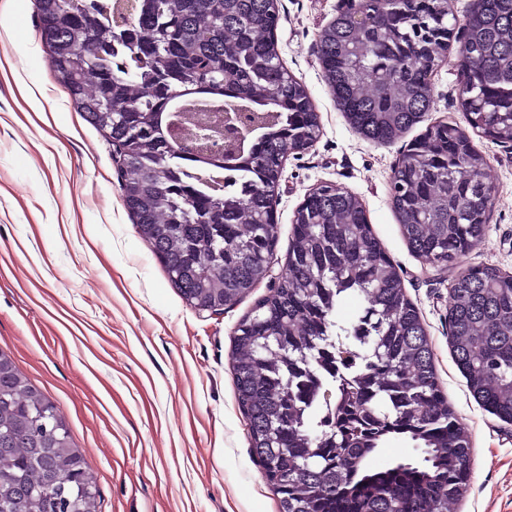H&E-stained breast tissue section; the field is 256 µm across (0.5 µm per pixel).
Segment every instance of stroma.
Here are the masks:
<instances>
[{"mask_svg":"<svg viewBox=\"0 0 512 512\" xmlns=\"http://www.w3.org/2000/svg\"><path fill=\"white\" fill-rule=\"evenodd\" d=\"M340 10L341 0H280L277 48L307 87L321 134L283 167L265 277L213 315L182 300L138 235L111 146L54 76L35 0H0V55L14 66L0 74V350L57 406L92 464L100 512H279L238 407L233 336L285 269L296 209L325 183L362 199L428 331L472 451L458 512H512V422L473 398L448 347L454 279L478 264L512 271V147L474 141L494 188L484 240L452 267L413 255L389 202L392 170L427 122L465 126L459 46L431 77L426 122L373 143L337 110L317 57L318 36ZM27 87L46 120L31 116Z\"/></svg>","mask_w":512,"mask_h":512,"instance_id":"1","label":"stroma"}]
</instances>
